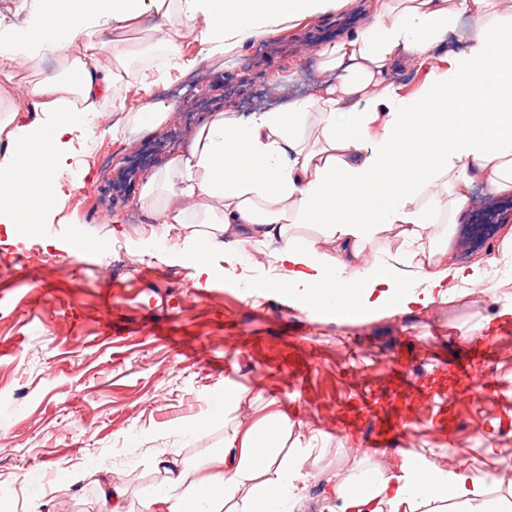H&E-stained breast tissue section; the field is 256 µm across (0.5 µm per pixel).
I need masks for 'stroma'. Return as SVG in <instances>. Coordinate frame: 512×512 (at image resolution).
Masks as SVG:
<instances>
[{"instance_id":"35a3bbf8","label":"stroma","mask_w":512,"mask_h":512,"mask_svg":"<svg viewBox=\"0 0 512 512\" xmlns=\"http://www.w3.org/2000/svg\"><path fill=\"white\" fill-rule=\"evenodd\" d=\"M366 22L346 0L330 16L232 49L223 67L170 76L157 92L173 102V116L125 142L101 136L77 211L57 213L34 237L21 224L14 236L0 233V512H37L50 499L64 512H106L97 487L76 478L96 465L126 489L128 512H147L166 478L157 459L211 458L244 415L279 414L303 444L322 448L301 512H315L355 448L372 465L411 450L454 468L512 448V322L496 326L481 362L477 342L457 337L494 311V294L339 319L289 303L277 288L239 287L220 256L209 279L197 278L175 256L177 237L151 245L131 206L142 176L186 146L215 105L261 107L271 86L279 101L309 92L317 51ZM102 209L121 223L101 222ZM505 224L512 197L475 190L467 223L451 229L454 258L494 255ZM101 239L112 244L110 261L92 247ZM435 378L448 393L436 424L413 390ZM235 390L240 399L228 400ZM397 399L402 433L367 449Z\"/></svg>"}]
</instances>
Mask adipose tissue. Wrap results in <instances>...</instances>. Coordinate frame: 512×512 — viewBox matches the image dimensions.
<instances>
[{"label": "adipose tissue", "mask_w": 512, "mask_h": 512, "mask_svg": "<svg viewBox=\"0 0 512 512\" xmlns=\"http://www.w3.org/2000/svg\"><path fill=\"white\" fill-rule=\"evenodd\" d=\"M338 0H37L31 26L0 34V225L37 233L76 209L63 175L82 165L79 138L109 124L113 140L152 132L173 106L156 97L229 47L276 36L288 21L335 13ZM147 24L140 45L128 30ZM325 80L276 108H217L187 149L144 175L134 207L154 240L182 234L198 276L223 252L252 285L248 251L276 244L293 301L336 313H410L480 298L487 265L450 261L475 188L512 195V14L497 0H369L359 32L321 48ZM439 65L417 95L400 76ZM52 70H41L43 60ZM137 83L147 101L127 106ZM314 225L322 245L291 232ZM396 231L403 249L374 244ZM281 416L237 426L201 471L173 467L148 512H292L306 455H280ZM512 469L445 470L424 456L385 467L352 459L317 512H504Z\"/></svg>", "instance_id": "1"}]
</instances>
